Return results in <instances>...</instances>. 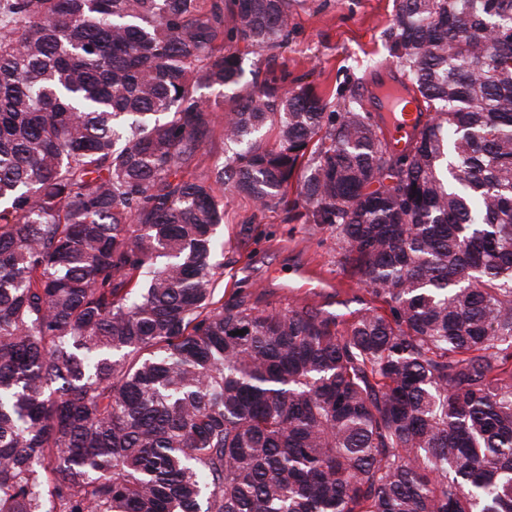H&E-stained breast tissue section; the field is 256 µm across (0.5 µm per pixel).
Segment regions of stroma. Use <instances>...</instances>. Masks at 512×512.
I'll return each mask as SVG.
<instances>
[{
    "label": "stroma",
    "mask_w": 512,
    "mask_h": 512,
    "mask_svg": "<svg viewBox=\"0 0 512 512\" xmlns=\"http://www.w3.org/2000/svg\"><path fill=\"white\" fill-rule=\"evenodd\" d=\"M391 0H309L290 19L292 35L277 63L288 72L289 86L313 85L332 95L356 93L368 111H375L376 87L371 61H387L383 32L391 19ZM259 224L262 236L248 244L250 265L224 269L225 281H241L261 305L287 307L308 301L348 315L364 297L363 285L351 281L338 263L328 230L299 222L287 223L278 210L257 212L247 200L224 194V238L234 242L241 225ZM303 269L328 279L314 292L284 289L281 274Z\"/></svg>",
    "instance_id": "obj_1"
}]
</instances>
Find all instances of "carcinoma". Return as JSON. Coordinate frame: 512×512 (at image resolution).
Returning a JSON list of instances; mask_svg holds the SVG:
<instances>
[{"label": "carcinoma", "mask_w": 512, "mask_h": 512, "mask_svg": "<svg viewBox=\"0 0 512 512\" xmlns=\"http://www.w3.org/2000/svg\"><path fill=\"white\" fill-rule=\"evenodd\" d=\"M306 2L0 0V512H512V0H392L401 151ZM218 185L368 298L224 300Z\"/></svg>", "instance_id": "1"}]
</instances>
